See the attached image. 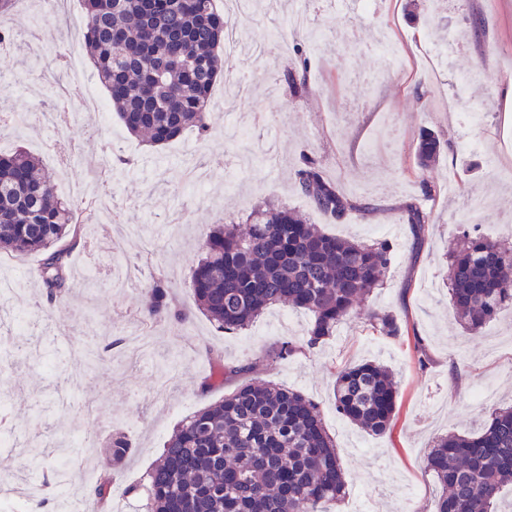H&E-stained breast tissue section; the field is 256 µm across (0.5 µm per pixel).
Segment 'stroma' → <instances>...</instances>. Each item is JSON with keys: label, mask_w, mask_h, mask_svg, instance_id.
I'll list each match as a JSON object with an SVG mask.
<instances>
[{"label": "stroma", "mask_w": 512, "mask_h": 512, "mask_svg": "<svg viewBox=\"0 0 512 512\" xmlns=\"http://www.w3.org/2000/svg\"><path fill=\"white\" fill-rule=\"evenodd\" d=\"M39 2L14 0L7 15L29 42L0 54V152L23 149L39 156L54 179H67L90 200L105 183L101 163L110 160L108 183L119 222L140 226L142 235L127 239L115 257L104 256L114 224L84 214L90 245L73 253L74 274L107 282L112 261L152 250L153 270L166 276L191 319L144 327L145 295L131 287H106L91 300L76 294L69 304L42 311L33 301L44 291L36 274L39 255H0V308L26 316L32 351L40 354L34 360L15 352L14 324L0 319V392L12 395L6 424L11 443L0 445V485L25 484L22 464L30 447L47 448L56 460L67 444L84 442L92 450L76 461L75 473L94 481L112 472L121 488L112 512H143L144 497L134 487L160 457L167 437L186 415L232 390L228 384L206 387L213 373L208 349L243 362L275 343L301 341L310 324L303 311L274 307L248 330L229 334L194 300L190 276L209 225L245 222L254 205L267 201L299 211L332 235L389 240L394 261L367 305L397 313L410 333L386 338L354 317L318 347L266 367L259 380L319 405L349 473L346 494L331 512H434L443 489L426 470L431 441L473 433L488 407L512 405V309L486 323L479 336L466 335L453 315L444 263L456 227L471 224L468 204H485L491 217L475 225L477 233L507 234L493 217L512 210V185L496 174L512 169V105L503 96L512 82V0H441L429 15L414 0H377L376 9L358 12L341 0H281L275 12L266 0H252L236 24L260 52L235 58L232 74L213 89L210 135L203 139L189 131L158 147L123 134L113 116L104 125L91 112L54 126L45 123L41 110L49 86L69 84L67 48L75 29L66 22H35ZM299 8L322 39L310 49L307 87L296 95L284 75L294 45L307 38L306 31L288 26L289 15ZM474 13L487 21L480 37L467 24ZM426 31L432 38L424 42L420 36ZM385 34L400 59L383 67ZM446 34L460 36V47L441 56L434 38ZM477 69L480 79L463 84ZM425 130L445 132L454 151L423 170L416 146ZM271 142L278 150L273 166L263 159ZM304 151L313 153L347 194L374 188L380 211L338 223L315 210L291 178ZM425 184L432 187L427 198L421 192ZM409 201L422 203L433 222L417 249L402 211ZM143 331L152 340V357L136 362L118 340ZM417 337L430 357L424 368L413 348ZM107 343L113 349L106 361L85 369L81 349ZM365 361L388 366L397 381L393 427L382 435L364 432L333 403L339 369ZM159 366L171 383L162 407L150 401ZM482 387L494 393L489 403L475 398ZM36 411L42 415L38 429L29 424ZM118 431L133 446L116 465L104 444Z\"/></svg>", "instance_id": "stroma-1"}]
</instances>
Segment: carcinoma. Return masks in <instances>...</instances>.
Returning <instances> with one entry per match:
<instances>
[{"instance_id": "carcinoma-1", "label": "carcinoma", "mask_w": 512, "mask_h": 512, "mask_svg": "<svg viewBox=\"0 0 512 512\" xmlns=\"http://www.w3.org/2000/svg\"><path fill=\"white\" fill-rule=\"evenodd\" d=\"M84 44L97 78L109 94L128 134L153 146L167 144L188 129H211V92L224 71L218 49L224 43V15L215 0H82ZM296 62L285 80L297 91L306 84L307 47L294 49ZM448 142L434 131L419 139L420 167L436 163ZM298 192L317 210L340 221L381 208L371 192L350 197L303 152L294 170ZM413 246L431 225L420 204L403 205ZM463 246L448 254L449 295L463 329L479 335L486 322L512 308V244L458 231ZM85 244L83 225L61 199L42 160L27 152L0 154V254L41 256L38 277L43 307L61 303L75 289L89 291V279L75 280L72 252ZM203 256L192 270L199 310L219 328H247L266 309L287 304L311 314L302 342L283 341L245 363H226L208 351L215 369L205 386L238 382L218 403L186 417L168 436L161 459L145 477L147 512H329L345 494L347 475L317 404L304 395L261 382L253 375L268 361L286 360L317 347L351 317H361L381 336L396 338L407 324L389 310L360 307L383 282L392 260L386 239L337 238L286 206L259 205L244 224L208 229ZM145 316L180 317L169 284L154 277L146 288ZM397 385L385 366L365 362L337 373L336 412L364 431L390 430ZM120 461L131 443L123 434L108 443ZM25 471L45 488L71 483L72 468L50 465L35 451ZM426 469L443 485L436 512H502L501 491L512 484V407L494 408L479 431L437 438ZM113 477L103 474L89 488L99 501L112 498Z\"/></svg>"}]
</instances>
